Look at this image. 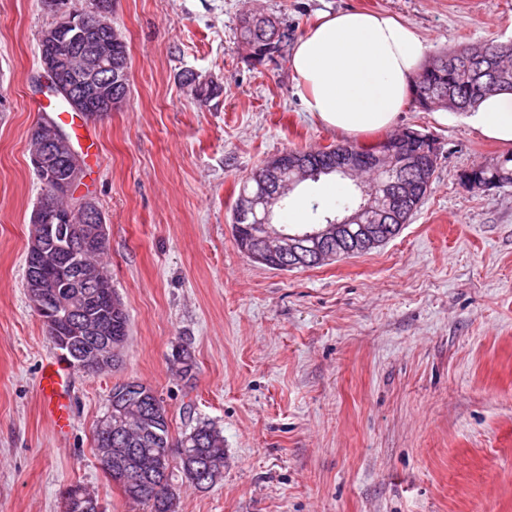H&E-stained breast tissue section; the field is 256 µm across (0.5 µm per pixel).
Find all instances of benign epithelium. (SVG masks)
Returning a JSON list of instances; mask_svg holds the SVG:
<instances>
[{
  "label": "benign epithelium",
  "mask_w": 512,
  "mask_h": 512,
  "mask_svg": "<svg viewBox=\"0 0 512 512\" xmlns=\"http://www.w3.org/2000/svg\"><path fill=\"white\" fill-rule=\"evenodd\" d=\"M57 23L45 31L43 41L47 50L40 56V66L44 75L54 78L50 95L62 94L69 100L73 112L87 115L105 114L118 109L125 96L112 92L125 84L127 69H116L112 64L109 43L121 41L115 30L97 41L87 39L88 30L101 29L107 22L99 15L78 20V12L67 0L51 3ZM74 29V38L91 57L89 69L79 72L83 82L91 86L95 97L87 96L79 85L68 84L65 74L68 70L67 57L56 48V37L60 30ZM38 145L31 153L35 172L42 176V182L50 192L44 195L45 206L37 207L31 214L32 234L29 252L33 262V272L27 280L28 295L42 321L57 328L61 321L73 313L65 300L67 292L54 295L48 289L57 287L51 280H45L39 272L56 269L77 274L83 270L87 252H81L71 242V234L60 228L72 221L73 211H62L56 207V198L62 194L71 195V188L82 178L83 160L79 154L69 157L67 177L57 180L47 169V159L56 154V148L66 145L61 129L53 123H41ZM417 132L409 136L365 144L327 155L324 164L350 176L356 170L371 166L380 176L379 184L370 192L368 203L349 216L331 224L304 233H288L279 230L271 221L273 206L285 189L298 186L301 181L321 169V165L309 163L304 154L289 150L262 163L249 175L252 189L237 197L233 218L246 223L248 227L246 254L254 261L275 263L277 269L288 271L310 263H325L337 258L338 254L349 255L366 253L386 243L390 239L388 220L398 217L426 188L422 180L413 179V174L422 173L427 161L438 153L437 144L426 139L429 152L418 151L413 145ZM83 212L91 222L99 221L98 207L90 197L78 198L74 211ZM55 345L64 357L73 359L74 364L84 370H107L112 367V354L120 351L121 339L101 337L99 342L89 337V332L75 324L67 334L55 337ZM155 393L144 384L110 397L111 412L101 419L98 432L111 439L125 435L124 415L133 409L144 412L140 436L147 443L159 436V424L168 419V412L154 406ZM64 497L72 512H90L97 504L83 494L82 490L70 486L64 490Z\"/></svg>",
  "instance_id": "7a95c632"
}]
</instances>
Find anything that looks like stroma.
<instances>
[{"instance_id":"stroma-1","label":"stroma","mask_w":512,"mask_h":512,"mask_svg":"<svg viewBox=\"0 0 512 512\" xmlns=\"http://www.w3.org/2000/svg\"><path fill=\"white\" fill-rule=\"evenodd\" d=\"M386 10L426 57L512 41V0H113L130 92L90 121L77 196L108 227L104 261L130 318L120 361L72 371V428L45 416L38 377L57 356L26 290L42 192L29 133L46 98L40 0H0V512H61L80 484L104 512H151L103 471L93 430L114 385L151 386L171 435L221 431L216 485L172 482L174 512H512V188L460 175L512 155L407 102L397 130L432 134L433 182L409 224L368 253L277 271L232 236L243 179L288 149L341 142L297 92L288 60L255 65L240 22L303 36L323 12ZM191 71L219 87L198 104ZM197 368H172L180 346Z\"/></svg>"}]
</instances>
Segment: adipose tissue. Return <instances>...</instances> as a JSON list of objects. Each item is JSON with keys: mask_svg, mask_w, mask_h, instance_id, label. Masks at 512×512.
Masks as SVG:
<instances>
[{"mask_svg": "<svg viewBox=\"0 0 512 512\" xmlns=\"http://www.w3.org/2000/svg\"><path fill=\"white\" fill-rule=\"evenodd\" d=\"M425 51L395 16L345 10L321 15L297 41L291 69L307 112L340 135L358 137L394 126ZM460 121L512 146V93L487 96Z\"/></svg>", "mask_w": 512, "mask_h": 512, "instance_id": "1", "label": "adipose tissue"}]
</instances>
